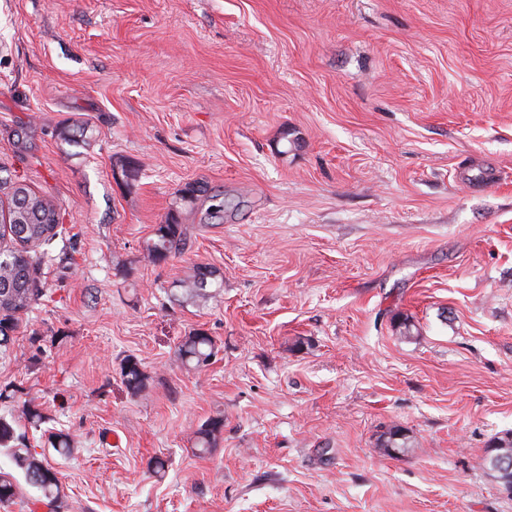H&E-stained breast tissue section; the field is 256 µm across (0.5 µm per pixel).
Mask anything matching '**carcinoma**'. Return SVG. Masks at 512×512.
<instances>
[{
  "instance_id": "cac0c4a2",
  "label": "carcinoma",
  "mask_w": 512,
  "mask_h": 512,
  "mask_svg": "<svg viewBox=\"0 0 512 512\" xmlns=\"http://www.w3.org/2000/svg\"><path fill=\"white\" fill-rule=\"evenodd\" d=\"M22 195L29 199L23 209H14L9 215L0 211V353L6 352L13 343L12 333L19 327L22 316L37 304L44 295L36 281L41 265L51 260V246L61 234L59 211L53 200L39 196L26 184L15 181L11 184L8 201ZM186 245L185 229L176 217L168 215L164 223L158 224L147 242L146 251L157 263H162L181 253ZM188 295L215 298L220 294L222 282L217 280L212 267L198 264L193 274L184 281ZM178 355L183 364L201 369L210 364L215 355V341L206 332L196 330L185 337ZM122 377L127 389L134 393L146 387V377L140 363L128 358L122 367ZM224 428V419L206 421L196 431L195 448L207 453L212 448L217 434ZM0 447L10 453L15 466L20 469L28 484L40 495L32 505H44L51 509L62 498V487L54 467L40 457L35 449L25 442V435L17 432L15 421L0 416ZM16 496V484L0 474V504H8Z\"/></svg>"
}]
</instances>
